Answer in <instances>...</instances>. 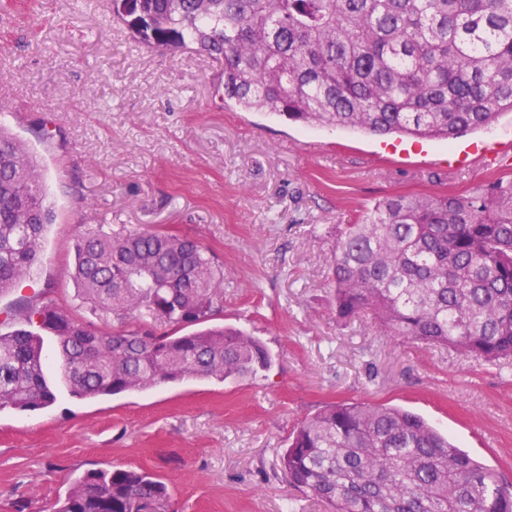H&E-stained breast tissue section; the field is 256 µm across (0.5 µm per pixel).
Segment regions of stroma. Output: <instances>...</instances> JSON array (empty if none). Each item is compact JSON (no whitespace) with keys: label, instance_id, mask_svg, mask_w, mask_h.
<instances>
[{"label":"stroma","instance_id":"35a3bbf8","mask_svg":"<svg viewBox=\"0 0 512 512\" xmlns=\"http://www.w3.org/2000/svg\"><path fill=\"white\" fill-rule=\"evenodd\" d=\"M121 0H0V124L46 170L55 221L36 273L0 312L48 292L109 331L77 295L78 233L163 228L224 265L225 325L261 339L253 378L189 380L48 408L0 410V512H56L84 471L141 468L173 512H322L277 455L327 403L404 407L512 483V372L336 315L334 228L395 194H462L500 179L452 145L308 127L223 99V65L194 43L158 48Z\"/></svg>","mask_w":512,"mask_h":512}]
</instances>
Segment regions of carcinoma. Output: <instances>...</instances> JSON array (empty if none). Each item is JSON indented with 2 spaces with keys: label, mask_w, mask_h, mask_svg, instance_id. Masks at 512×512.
<instances>
[{
  "label": "carcinoma",
  "mask_w": 512,
  "mask_h": 512,
  "mask_svg": "<svg viewBox=\"0 0 512 512\" xmlns=\"http://www.w3.org/2000/svg\"><path fill=\"white\" fill-rule=\"evenodd\" d=\"M224 62V97L312 126L448 141L512 112V0H144ZM54 221L33 152L0 127V295L29 277ZM78 297L112 311L103 332L44 293L4 311L0 409L53 405L58 381L94 399L269 369L265 345L212 324L224 270L197 239L157 229L75 242ZM336 313H372L394 335L512 363V181L466 194L392 195L336 227ZM170 330L158 333L156 323ZM279 467L328 512H512V485L423 417L340 401L307 418ZM57 512H170L139 468L90 469Z\"/></svg>",
  "instance_id": "carcinoma-1"
}]
</instances>
